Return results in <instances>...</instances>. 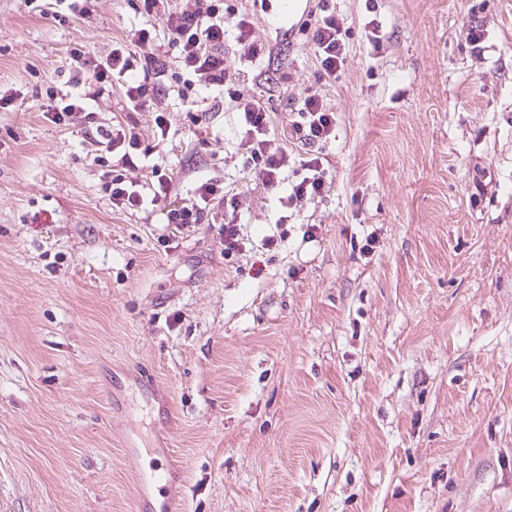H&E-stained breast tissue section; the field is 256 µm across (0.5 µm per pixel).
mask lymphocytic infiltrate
<instances>
[{
	"label": "lymphocytic infiltrate",
	"mask_w": 512,
	"mask_h": 512,
	"mask_svg": "<svg viewBox=\"0 0 512 512\" xmlns=\"http://www.w3.org/2000/svg\"><path fill=\"white\" fill-rule=\"evenodd\" d=\"M144 13L161 20L167 32V50L153 46L151 29L132 30L129 38L113 45L103 57L88 55L82 45L69 49L71 76L65 93H52L46 107L53 122L94 120L92 108L110 89L121 88L128 115L123 124L95 128L94 139L101 147L95 163L104 154L117 158L104 173L113 207L128 211L160 209L164 223L181 230L194 224L215 223L224 216V254L232 256L243 245V233L233 218L240 207L234 185L211 176L199 180L186 197L175 198L177 178L172 170L153 165V179L140 183L131 170L148 161L158 138L167 134L164 114H157L151 131L139 128L135 112L177 98L194 123L211 119L224 109V86L232 76L224 66V37L227 17L224 0H142ZM309 27L318 75L332 82L344 66L348 48L342 37L343 21L328 4ZM245 129V168L253 174L256 187L270 191L286 186L281 205L315 200L323 192L326 169L322 152L336 139V112L320 91L308 92L288 123L276 125L263 97L237 103ZM296 161L294 181H285L289 161Z\"/></svg>",
	"instance_id": "obj_1"
}]
</instances>
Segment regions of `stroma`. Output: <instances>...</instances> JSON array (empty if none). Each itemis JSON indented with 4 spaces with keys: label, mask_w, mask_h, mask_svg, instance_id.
I'll use <instances>...</instances> for the list:
<instances>
[{
    "label": "stroma",
    "mask_w": 512,
    "mask_h": 512,
    "mask_svg": "<svg viewBox=\"0 0 512 512\" xmlns=\"http://www.w3.org/2000/svg\"><path fill=\"white\" fill-rule=\"evenodd\" d=\"M278 2L224 0L274 47L228 35L224 95L282 122L320 86L322 196L287 217L253 188L229 105L166 100L152 157L179 194L242 191L228 258L220 224L113 207L85 128L41 111L71 42L107 54L140 0H0V512H512V0H335L323 84ZM235 26L239 30L240 44H244V46H246V42H248L247 55L251 62L254 61L256 64L257 61L262 60L266 54H271V45L260 36L257 28L255 27V23L248 13H242L238 17Z\"/></svg>",
    "instance_id": "stroma-1"
}]
</instances>
